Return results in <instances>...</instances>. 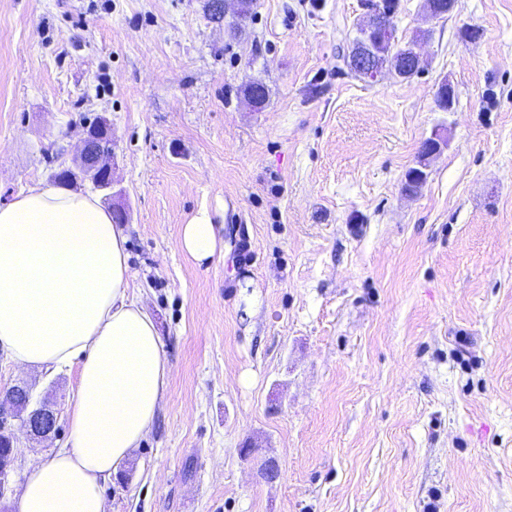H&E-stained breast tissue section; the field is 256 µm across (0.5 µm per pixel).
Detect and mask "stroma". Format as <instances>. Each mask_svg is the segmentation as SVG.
I'll return each instance as SVG.
<instances>
[{"instance_id":"35a3bbf8","label":"stroma","mask_w":512,"mask_h":512,"mask_svg":"<svg viewBox=\"0 0 512 512\" xmlns=\"http://www.w3.org/2000/svg\"><path fill=\"white\" fill-rule=\"evenodd\" d=\"M207 3L0 0V205L106 117L129 294L170 366L107 512H512V0L433 21L400 0L399 43L433 31L427 65L373 80L346 65L363 0H255L239 27ZM437 129L448 147L405 193ZM203 210L207 263L177 247ZM78 380L0 350V395L28 386L60 425L20 437L0 512L68 445Z\"/></svg>"}]
</instances>
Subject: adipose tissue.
<instances>
[{
  "instance_id": "ef3b65f1",
  "label": "adipose tissue",
  "mask_w": 512,
  "mask_h": 512,
  "mask_svg": "<svg viewBox=\"0 0 512 512\" xmlns=\"http://www.w3.org/2000/svg\"><path fill=\"white\" fill-rule=\"evenodd\" d=\"M219 243L208 213L180 227L197 261ZM130 280L127 237L94 196L39 185L0 206V346L23 367L80 366L71 445L28 474L19 512H106L102 483L151 427L169 368Z\"/></svg>"
}]
</instances>
